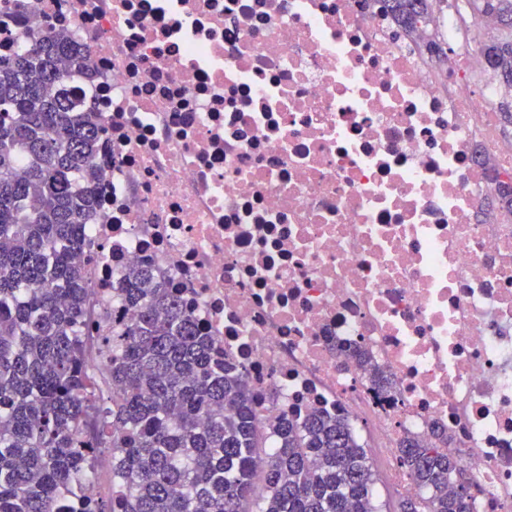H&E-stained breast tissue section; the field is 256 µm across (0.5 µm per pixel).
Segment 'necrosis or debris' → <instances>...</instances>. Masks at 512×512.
<instances>
[{"label": "necrosis or debris", "instance_id": "necrosis-or-debris-1", "mask_svg": "<svg viewBox=\"0 0 512 512\" xmlns=\"http://www.w3.org/2000/svg\"><path fill=\"white\" fill-rule=\"evenodd\" d=\"M0 29L5 52L68 32L91 58V335L131 321L113 286L149 264L260 420L318 407L368 424L407 497L396 442L439 426L473 512H512V215L478 218L512 138L472 80L483 32L456 0L427 28L441 63L369 0H0Z\"/></svg>", "mask_w": 512, "mask_h": 512}]
</instances>
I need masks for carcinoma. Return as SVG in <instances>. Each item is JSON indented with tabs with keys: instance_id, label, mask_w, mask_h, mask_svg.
<instances>
[{
	"instance_id": "obj_1",
	"label": "carcinoma",
	"mask_w": 512,
	"mask_h": 512,
	"mask_svg": "<svg viewBox=\"0 0 512 512\" xmlns=\"http://www.w3.org/2000/svg\"><path fill=\"white\" fill-rule=\"evenodd\" d=\"M379 2L415 36L438 0ZM469 2L512 29V0ZM481 55L512 94V37ZM90 67L63 33L0 54V512H379L350 421L317 410L260 430L243 373L213 357L211 337L150 266L121 280L134 317L99 338L112 352V398L95 392L75 257L96 204L100 120L69 85ZM398 448L420 490L398 512H471L473 484L458 485L447 436L405 435ZM106 451L109 505L70 497Z\"/></svg>"
}]
</instances>
